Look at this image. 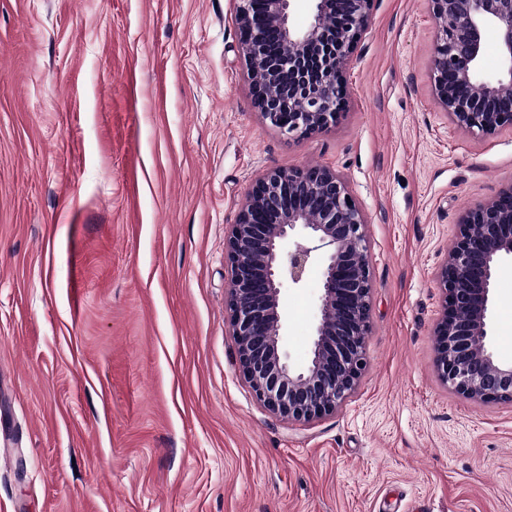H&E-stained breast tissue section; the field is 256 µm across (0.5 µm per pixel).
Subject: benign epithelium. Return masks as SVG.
I'll return each mask as SVG.
<instances>
[{
	"label": "benign epithelium",
	"instance_id": "7a95c632",
	"mask_svg": "<svg viewBox=\"0 0 512 512\" xmlns=\"http://www.w3.org/2000/svg\"><path fill=\"white\" fill-rule=\"evenodd\" d=\"M294 0H238L239 48L255 107L288 137L336 122L343 73L375 0H311L307 24ZM435 23L433 96L449 121L478 136L512 129V0H427ZM497 31L499 69L484 72L486 31ZM282 45L270 50L271 40ZM366 216L347 181L321 166L274 170L257 179L225 241L226 311L239 367L257 401L295 421L330 415L366 368L372 278ZM512 261V185L468 209L436 271L443 296L433 329L435 369L452 392L484 404L512 403V362L494 350L496 279ZM321 267L309 359L292 366L282 348L280 294Z\"/></svg>",
	"mask_w": 512,
	"mask_h": 512
}]
</instances>
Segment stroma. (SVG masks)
Instances as JSON below:
<instances>
[{"mask_svg": "<svg viewBox=\"0 0 512 512\" xmlns=\"http://www.w3.org/2000/svg\"><path fill=\"white\" fill-rule=\"evenodd\" d=\"M237 0H0V512H512V403L433 369L435 272L512 185V130L453 126L427 0H375L335 126L255 108ZM324 165L367 216L357 390L272 415L237 363L224 238L254 180ZM497 351L512 360V262ZM320 270L284 287L305 364Z\"/></svg>", "mask_w": 512, "mask_h": 512, "instance_id": "stroma-1", "label": "stroma"}]
</instances>
